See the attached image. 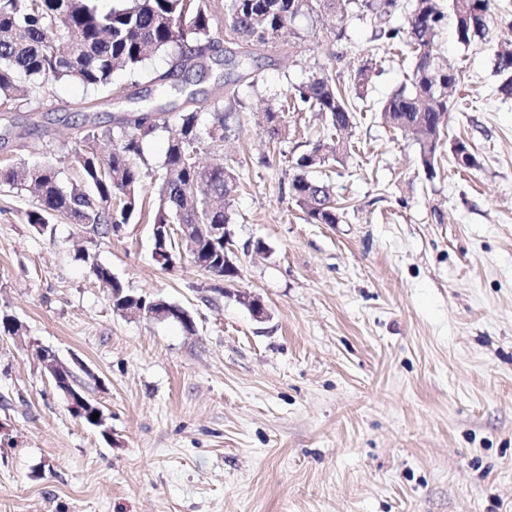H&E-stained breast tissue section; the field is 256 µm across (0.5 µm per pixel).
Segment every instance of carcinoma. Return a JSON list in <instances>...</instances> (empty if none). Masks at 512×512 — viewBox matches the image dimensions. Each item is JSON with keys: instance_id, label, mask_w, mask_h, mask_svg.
<instances>
[{"instance_id": "cac0c4a2", "label": "carcinoma", "mask_w": 512, "mask_h": 512, "mask_svg": "<svg viewBox=\"0 0 512 512\" xmlns=\"http://www.w3.org/2000/svg\"><path fill=\"white\" fill-rule=\"evenodd\" d=\"M319 9L344 20L351 6L364 8L384 21L395 13L399 0H307L305 12ZM101 0H0V108L12 112L31 103L49 80L70 81L94 92H107L113 74L132 75L154 56L171 55L170 68L153 78L161 93L173 89L186 96L189 107L162 119L142 105L119 121L115 129L79 132L76 161L81 182L60 184L58 170L49 164L0 165V187L33 189L34 209L27 222L43 227L52 219H66L88 227L98 235L121 231L138 212L144 137L159 127L171 129L162 173L154 180L157 214L153 224L154 249L174 257L187 254L203 272L231 281L238 271L225 273L224 244L212 243L199 231L181 239L180 224H232L235 212L230 201L238 186L232 166L218 165L205 174L191 155L217 153L227 139L229 114L208 108L196 99L197 91L187 74L199 66L208 52L220 51L214 36V20L202 0H114L104 8ZM293 0H225L224 19L230 32L247 42L274 43L292 27L300 12ZM458 42L468 45L491 32L490 0H451ZM445 14L436 0H415L407 18L406 44L415 59L410 84L395 91L381 107L383 123L412 138L419 146L423 168L434 172L444 145L443 119L448 114L447 90L459 82L458 71L437 49ZM496 68L502 76L499 92L512 97V51L498 55ZM369 67L357 70L349 90L336 86L327 74L315 73L294 88L292 99L314 112L328 114L329 130L338 133L352 126L363 98ZM210 122L202 124V115ZM269 138L281 141L283 115L265 113ZM318 143L296 160L299 170L290 194L312 224H336L339 207L329 186L312 173L333 157L345 159L350 144L338 137ZM95 277L114 288L116 307L150 301L123 289L112 271L92 267Z\"/></svg>"}]
</instances>
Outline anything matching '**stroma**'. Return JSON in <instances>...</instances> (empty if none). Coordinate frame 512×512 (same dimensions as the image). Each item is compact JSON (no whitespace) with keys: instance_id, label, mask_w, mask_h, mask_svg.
Returning <instances> with one entry per match:
<instances>
[{"instance_id":"35a3bbf8","label":"stroma","mask_w":512,"mask_h":512,"mask_svg":"<svg viewBox=\"0 0 512 512\" xmlns=\"http://www.w3.org/2000/svg\"><path fill=\"white\" fill-rule=\"evenodd\" d=\"M203 6L224 49L250 53L243 69L207 60L199 88L231 114L236 285L267 317L187 258L154 261L149 195L103 237L60 219L38 231L31 193L0 191V314L22 326L0 333V512H512V98L495 69L512 0H493L486 39L441 30L460 74L447 137L467 140L477 165L459 169L445 148L432 174L380 118L412 62L376 39L379 21L353 11L340 41V22L316 10L276 46L249 48L225 28L224 0ZM168 62L116 72L121 99L46 82L43 102L0 115V159L54 165L71 185L78 125L115 126L130 93L157 103ZM363 65L353 151L320 172L340 220L308 223L289 187L327 124L288 112L276 145L262 114L313 73L346 87ZM96 263L187 310L193 330L114 311ZM43 349L86 367L104 428L72 416ZM227 297H234L240 304L244 305L257 320L266 318L267 311L260 297L241 289L224 288Z\"/></svg>"}]
</instances>
